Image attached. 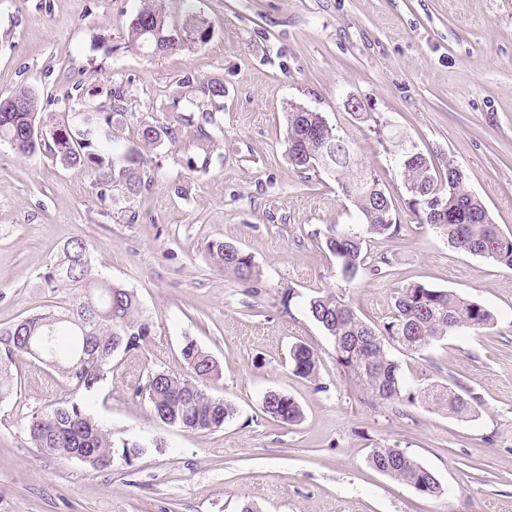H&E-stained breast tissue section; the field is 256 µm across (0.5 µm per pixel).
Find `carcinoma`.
<instances>
[{"label":"carcinoma","mask_w":512,"mask_h":512,"mask_svg":"<svg viewBox=\"0 0 512 512\" xmlns=\"http://www.w3.org/2000/svg\"><path fill=\"white\" fill-rule=\"evenodd\" d=\"M210 35L207 23L192 9H187L182 22L175 25L168 19L162 0H141V8L128 27L126 47L148 53L159 47L173 53L187 42L204 43ZM197 93L214 105L211 110L198 112L197 119L198 135L211 142L210 130L220 128L216 112L222 107L224 82L210 80L199 85ZM12 95L25 98V111L0 112V141L19 155L47 152L63 166L91 168L102 199L116 187L129 197H138L150 187L144 175L152 159L135 147L123 145L116 134L127 120L124 87L112 90L110 111L93 113L94 133L86 132L75 118L67 124L47 123L37 94L27 86L17 88ZM286 121L290 164L299 170L334 176L362 217L360 224L327 225L315 233V238L336 259L344 279L352 280L364 270L376 276L383 274L389 260L370 261L367 242L400 231L393 220L395 204L390 193L323 113L302 112L300 106L293 105L288 108ZM138 139L149 147L173 145L178 131L169 124L144 122L139 126ZM399 167L404 204L419 224L439 232L462 253L512 269V234H504L492 222L481 199L468 189L462 169L448 160L436 166L425 154H410L403 148ZM437 195L447 200L448 208L433 204ZM208 252L217 270L242 283L257 279L259 268L253 256L236 246L215 242L208 246ZM44 281L54 291L74 289L78 297L69 306L28 315L0 328V398L13 389L8 365L18 358L46 362L65 374L75 392L88 393L103 381L116 350L135 349L148 336V325L138 319L134 292L94 271L91 248L84 239L76 237L63 246L60 259L44 274ZM307 308L333 341L344 372L375 401L394 406L420 402L456 417L476 412L479 398L461 386L428 383L406 390L401 364L390 349L398 346L420 355L453 331L489 326L495 317L482 304L452 290L411 283L397 293L389 320L381 326L360 318L351 303L333 292L321 291L309 297ZM181 356L187 374L157 370L149 376L145 396L152 412L162 422L187 431L220 429L235 414L231 403L209 392L222 378L220 364L190 338L185 339ZM289 357L298 376L316 377L318 356L310 346L294 345ZM262 409L282 423H296L302 417L298 403L277 390L264 394ZM26 427L34 447L43 454L69 457L83 448L91 454L90 466L95 469L111 467L117 454L129 464L147 452L136 443L115 449L112 435L74 401L32 414ZM368 462L423 496L445 493L437 477L402 450L374 448Z\"/></svg>","instance_id":"1"}]
</instances>
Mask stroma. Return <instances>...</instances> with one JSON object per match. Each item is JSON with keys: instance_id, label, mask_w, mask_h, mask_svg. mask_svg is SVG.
I'll list each match as a JSON object with an SVG mask.
<instances>
[{"instance_id": "35a3bbf8", "label": "stroma", "mask_w": 512, "mask_h": 512, "mask_svg": "<svg viewBox=\"0 0 512 512\" xmlns=\"http://www.w3.org/2000/svg\"><path fill=\"white\" fill-rule=\"evenodd\" d=\"M140 0H0V97L34 88L44 111L70 120L67 96L110 107L128 91L124 140L141 123L178 126L151 150L154 183L136 198L100 200L90 169L22 157L0 142V327L70 302L42 276L71 238H85L95 271L133 290L150 332L117 353L93 391L74 392L57 369L27 358L0 398V512H512V269L461 253L420 226L403 203L395 160L411 143L453 160L493 222L512 234V0H196L208 41L163 56L125 49ZM224 81L222 131L202 150L179 83ZM355 98L371 113L345 108ZM323 113L358 148L395 202L399 235L368 244L386 276L351 281L315 234L361 217L337 181L288 161L286 112ZM384 123L377 134L376 123ZM231 243L261 270L256 287L219 273L208 246ZM480 302L495 322L448 334L423 354L394 350L406 388L463 386L481 399L459 418L416 403H372L345 375L306 301L318 290L386 322L408 283ZM290 303H283L285 293ZM192 338L219 362L212 386L236 412L194 433L156 418L141 390L151 372H182ZM316 352L315 379L296 375L290 347ZM278 390L303 410L292 425L264 414ZM78 401L114 443L146 455L96 470L32 444L27 416ZM399 448L445 489L425 497L368 463Z\"/></svg>"}]
</instances>
